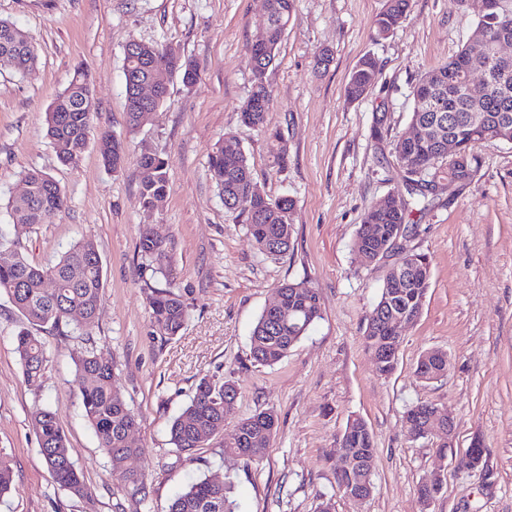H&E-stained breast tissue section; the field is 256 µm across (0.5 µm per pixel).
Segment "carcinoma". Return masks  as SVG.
<instances>
[{"label":"carcinoma","mask_w":512,"mask_h":512,"mask_svg":"<svg viewBox=\"0 0 512 512\" xmlns=\"http://www.w3.org/2000/svg\"><path fill=\"white\" fill-rule=\"evenodd\" d=\"M410 0H387L386 8L375 21L377 35L394 32L406 20ZM269 17L262 38L249 44V54L260 65L252 68L257 92L240 107L241 121L251 128H261L271 104V91L265 81L269 63L273 62L292 20L294 0H268ZM476 17V31L486 46L483 53L467 42L459 52L436 68L421 75L412 89L414 108L411 125L421 134L414 140L400 138L394 144L398 164L407 174L406 191H394L387 205L374 204L364 213L358 229V240L376 250L392 249V235L407 223L412 208L425 204L435 192L437 180L466 184L476 171V158L470 148L482 141L512 142V60L494 52V43L504 30L512 36V0H460ZM174 52L171 47L144 44L136 57L124 56L125 98H130V81L160 76L165 59ZM37 61L35 47L22 29L0 20V64L24 73ZM379 75V64L370 54L362 56L349 76L346 93L352 100L361 99ZM477 78L485 85V93L473 98L465 92L466 83ZM96 118L94 85L88 71L74 69L68 87L46 110V134L58 161L76 167L86 149L84 133L92 132ZM460 146V161L449 162L448 171L442 163L448 158V137ZM139 198L149 208L153 200L165 195L168 186L169 161L156 153L139 155ZM209 172L224 199V208L245 218L247 230L258 250L273 258L281 257L290 248L293 225L285 211L294 208L287 197L272 198L246 193L253 183L248 159L234 136L224 146L216 147L209 159ZM67 198L60 185L46 173L31 169L21 176V190L12 197L8 208L13 223L30 226L41 222L47 212L62 211ZM170 243L156 238L144 228L138 251L153 274L165 275L164 261ZM402 288L413 300L410 309L419 317L423 299L430 284V263L426 255L411 253L394 265ZM54 279L58 288L46 290L44 280ZM104 289L103 262L96 244L87 238L76 242L59 258L45 266L33 265L20 250L0 242V294L9 298L19 314L31 325L14 337L25 380L35 390L42 388L48 357L46 342L32 332L34 327L51 325L60 330L71 328L81 336L95 323ZM279 301L261 312L251 335V357L260 365H273L322 319L320 296L304 282L284 283L278 288ZM148 334L152 339L167 341L184 329L189 306L183 295L168 287H154L146 297ZM78 309L84 317L77 319L71 311ZM75 383L78 386L85 416L94 429L99 447L109 458L112 472L124 483L131 499L138 503L148 495L144 475L120 470L119 463L140 453L139 446L127 440L136 431L138 420L125 400L117 382V365L87 348L75 361ZM238 395L230 381L203 377L194 395L169 427L170 443L187 458L206 445L218 433V422L224 419L221 404L224 396ZM39 451L56 483L72 494L89 498L93 489L85 483L82 473L70 463L64 467L58 459L68 453L67 437L56 415L40 408L33 415ZM278 427L277 413L265 409L240 420L224 438V454L259 460L266 452ZM340 472L338 487L355 478V467L374 457L371 432L365 422L355 419L347 424L335 448ZM14 472L7 453L0 451V494L11 489ZM230 484L202 479L178 493L169 512H236L237 505L229 497Z\"/></svg>","instance_id":"1"}]
</instances>
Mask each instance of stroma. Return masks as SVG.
<instances>
[{
  "label": "stroma",
  "mask_w": 512,
  "mask_h": 512,
  "mask_svg": "<svg viewBox=\"0 0 512 512\" xmlns=\"http://www.w3.org/2000/svg\"><path fill=\"white\" fill-rule=\"evenodd\" d=\"M385 4L295 0L266 73L272 102L260 131L241 123L238 108L252 89L247 46L263 21L264 0H0V19L27 32L38 55L22 74L0 67V240L46 265L88 237L104 267L88 339L41 328L49 362L38 393L26 386L14 349L25 323L0 295V451L14 471L0 512H136L111 474L74 381L75 360L89 345L117 362L138 416L141 452L128 467L147 479L146 512H168L178 492L204 478L230 480L239 512H318L325 499L334 512H512V143L475 144L473 180L441 181L426 209L412 213L399 245L430 260L422 312L403 329L390 375L378 373L366 346V318L399 252L365 263L357 230L370 205L405 185L394 142L410 129L412 84L454 56L476 28L459 0H411L402 26L381 37L373 22ZM133 39L174 47L198 66L192 87L170 78L164 103L135 130L127 124L123 74ZM324 48L333 61L315 69ZM366 54L378 59L381 75L362 99L348 101L349 74ZM78 64L94 81L96 126L126 142L119 171L106 169L92 147L78 167L61 165L46 138L45 112ZM230 134L257 188L294 201L284 257L256 248L210 179L209 157ZM278 146L288 155L281 168L272 162ZM145 150L169 161L167 192L151 209L139 201L136 159ZM30 168L61 185L68 207L22 227L7 204ZM146 226L172 246L166 276L153 275L138 253ZM303 280L320 295L322 319L281 361L254 364L250 336L259 315L282 283ZM165 285L190 310L181 333L160 343L148 334L146 296ZM432 348L445 350L451 367L424 382L414 370ZM206 375L238 388L225 431L257 411H276L278 432L263 459L225 455L223 434L193 459L173 451L169 425ZM419 402L453 415L456 436L446 455L435 452L440 434L411 439L406 414ZM40 405L55 413L92 497L54 481L32 428ZM353 418L366 423L376 448L373 493L362 501L344 497L336 482L334 448ZM476 436L487 450L485 480L458 463ZM437 472L442 490L424 505L418 488Z\"/></svg>",
  "instance_id": "stroma-1"
}]
</instances>
